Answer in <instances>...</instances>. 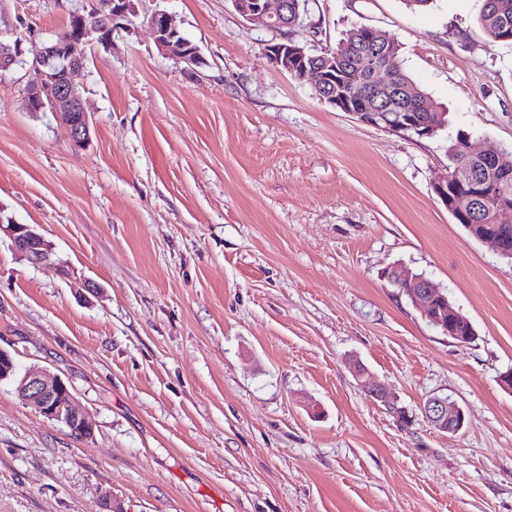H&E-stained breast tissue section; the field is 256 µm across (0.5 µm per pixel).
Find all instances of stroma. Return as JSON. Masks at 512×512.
<instances>
[{
	"label": "stroma",
	"instance_id": "stroma-1",
	"mask_svg": "<svg viewBox=\"0 0 512 512\" xmlns=\"http://www.w3.org/2000/svg\"><path fill=\"white\" fill-rule=\"evenodd\" d=\"M87 3L0 0V29L28 53ZM481 5L306 0L280 31L232 0H132L111 44L84 48L82 149L26 110L29 67L0 78V204L62 262L0 242V347L94 423L74 438L1 382L0 512H100L102 493L124 512H512V261L433 190L457 133L512 160V45L481 35ZM158 10L201 64L157 50ZM360 26L447 110L437 136L363 124L264 56L289 37L332 50ZM396 264L443 290L472 343L388 282ZM436 394L463 407L457 434L424 418ZM357 375L364 379L363 385L365 390L367 391L368 395L375 400L376 402H379L382 406L386 408L390 413H396L395 410H401L400 407L397 405L396 398L391 395L387 390L371 381V378L369 375L364 371L357 372Z\"/></svg>",
	"mask_w": 512,
	"mask_h": 512
}]
</instances>
